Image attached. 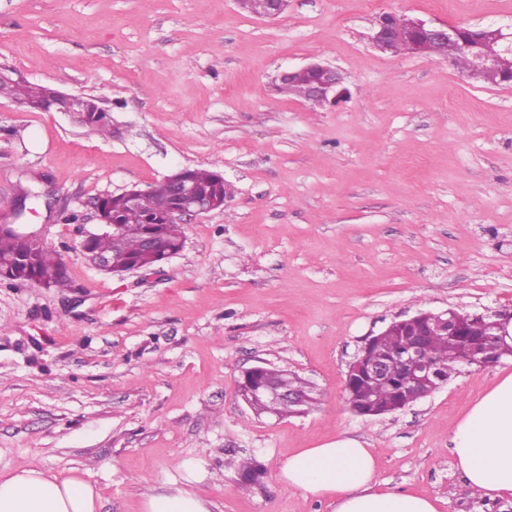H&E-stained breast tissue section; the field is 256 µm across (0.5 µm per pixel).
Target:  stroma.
Listing matches in <instances>:
<instances>
[{"mask_svg":"<svg viewBox=\"0 0 512 512\" xmlns=\"http://www.w3.org/2000/svg\"><path fill=\"white\" fill-rule=\"evenodd\" d=\"M383 13L512 25V0H288L270 20L238 0H0V68L97 98L119 136L0 98V198L32 186L23 223L71 282L0 284V472L89 475L97 512H142L186 488L213 512H333L288 490L291 454L345 435L378 454L377 489L439 512H512L469 496L450 431L512 359L471 367L384 417L347 406L365 340L421 311L512 315V86L371 41ZM324 61L336 108L275 91ZM221 173L224 208L185 218L159 271L113 275L79 244L97 198L173 171ZM299 377L302 413L257 414L238 382ZM260 482H240L242 460Z\"/></svg>","mask_w":512,"mask_h":512,"instance_id":"stroma-1","label":"stroma"}]
</instances>
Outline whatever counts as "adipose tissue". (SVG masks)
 I'll return each mask as SVG.
<instances>
[{
  "mask_svg": "<svg viewBox=\"0 0 512 512\" xmlns=\"http://www.w3.org/2000/svg\"><path fill=\"white\" fill-rule=\"evenodd\" d=\"M451 451L466 487L512 494V373L504 374L451 429ZM376 453L339 437L284 461L285 487L332 498L334 512H438L428 497L375 488ZM89 479L61 478L33 468L0 473V512H96ZM144 512H211L208 500L177 488L149 496Z\"/></svg>",
  "mask_w": 512,
  "mask_h": 512,
  "instance_id": "ef3b65f1",
  "label": "adipose tissue"
}]
</instances>
